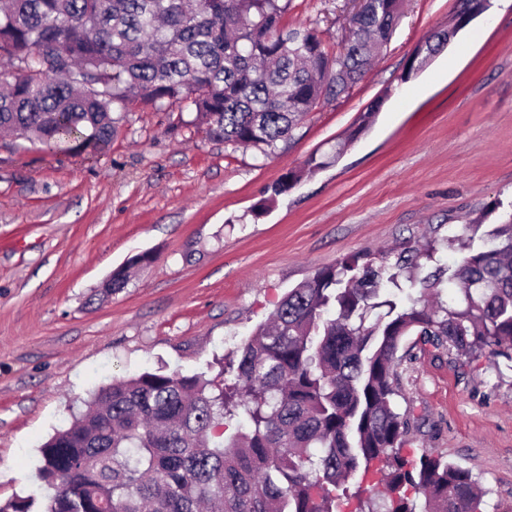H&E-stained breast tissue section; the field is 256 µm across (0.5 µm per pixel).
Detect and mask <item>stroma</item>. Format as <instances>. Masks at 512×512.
<instances>
[{"instance_id": "obj_1", "label": "stroma", "mask_w": 512, "mask_h": 512, "mask_svg": "<svg viewBox=\"0 0 512 512\" xmlns=\"http://www.w3.org/2000/svg\"><path fill=\"white\" fill-rule=\"evenodd\" d=\"M357 7L292 0L283 23L316 29L336 56ZM458 8L404 0L370 71L269 158L210 140L178 102L131 104L96 159L0 137L1 502L37 487L40 445L93 390L160 367L214 377L317 269L477 218L473 246H485L512 212V0H492L428 66L409 67ZM312 157L326 165L310 175ZM292 171L301 180L270 197ZM125 265L126 287L103 296ZM398 355L394 403L412 416L403 455L443 456L479 480L480 512H512V364L414 335Z\"/></svg>"}]
</instances>
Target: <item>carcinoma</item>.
Returning a JSON list of instances; mask_svg holds the SVG:
<instances>
[{"instance_id": "carcinoma-1", "label": "carcinoma", "mask_w": 512, "mask_h": 512, "mask_svg": "<svg viewBox=\"0 0 512 512\" xmlns=\"http://www.w3.org/2000/svg\"><path fill=\"white\" fill-rule=\"evenodd\" d=\"M0 0V130L46 151H107L129 105L170 101L215 141L266 157L292 139L320 99L347 92L391 40L403 0H367L344 52L287 29L292 0ZM426 37L417 66L440 52ZM480 224L381 254H351L288 291L217 377L146 371L95 390L87 410L40 446L53 493L0 512H339L336 488L373 472L377 510L476 512L472 473L425 450L401 456L411 415L396 411L406 336L512 362V213L472 247ZM461 254L437 263L440 247ZM460 296H412L442 282ZM127 284L112 272L105 292ZM245 414L246 430L225 435ZM411 487L423 510L401 495Z\"/></svg>"}]
</instances>
